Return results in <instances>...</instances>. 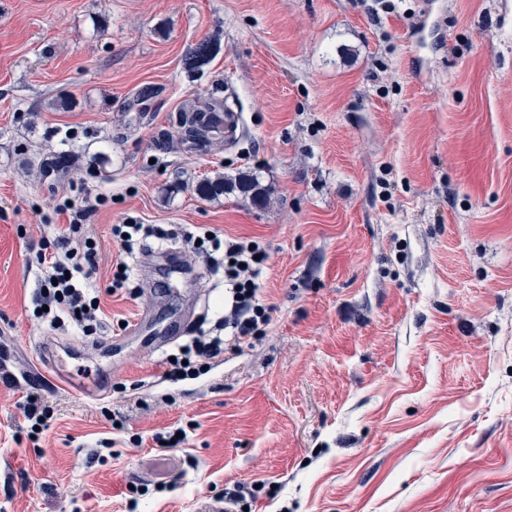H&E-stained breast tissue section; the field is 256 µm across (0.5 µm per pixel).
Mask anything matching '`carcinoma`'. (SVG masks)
<instances>
[{"label": "carcinoma", "mask_w": 512, "mask_h": 512, "mask_svg": "<svg viewBox=\"0 0 512 512\" xmlns=\"http://www.w3.org/2000/svg\"><path fill=\"white\" fill-rule=\"evenodd\" d=\"M220 50L219 38L202 41L187 53L186 67L199 73ZM223 86L215 87V92L207 97H196L184 102L176 115L177 132L164 130L154 139L155 149L167 153L182 148L205 149L213 144L224 129V99L217 96ZM81 168L80 156L67 151H51L39 163L38 173L43 179L53 175L67 174ZM196 193L204 199H216L227 192H238L254 206H262L269 200L271 190L240 172L234 176L216 175L204 178L195 186Z\"/></svg>", "instance_id": "carcinoma-1"}]
</instances>
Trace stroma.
Instances as JSON below:
<instances>
[{"label": "stroma", "mask_w": 512, "mask_h": 512, "mask_svg": "<svg viewBox=\"0 0 512 512\" xmlns=\"http://www.w3.org/2000/svg\"><path fill=\"white\" fill-rule=\"evenodd\" d=\"M218 81L236 136L157 151ZM147 85L149 111H126ZM50 148L109 162L43 181ZM218 172L259 174L267 206L197 195ZM86 192L107 198L91 337L32 316L44 227ZM129 221L176 240L126 259L111 227ZM196 226L266 247L271 322L175 382L166 357L224 315L223 274L182 239ZM1 351L55 369L36 442L26 384L0 382V512H198L238 482L262 486L251 512H512V0H0ZM100 373L101 394L68 391ZM220 50L218 37L209 38L191 48L187 53L186 67L188 70L199 73L202 67L207 65ZM24 398V418L27 422L31 439L38 441L40 436L49 429L53 412L44 403L38 391H28ZM35 426H38L39 430H35Z\"/></svg>", "instance_id": "stroma-1"}]
</instances>
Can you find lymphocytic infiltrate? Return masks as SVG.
<instances>
[{"label":"lymphocytic infiltrate","instance_id":"1","mask_svg":"<svg viewBox=\"0 0 512 512\" xmlns=\"http://www.w3.org/2000/svg\"><path fill=\"white\" fill-rule=\"evenodd\" d=\"M106 202L104 196H85L72 202H59L58 214L66 216V227L54 229L52 241L37 254L44 275L34 294V316L60 329L65 324L79 326L87 336L102 326L98 296L92 294L89 280L96 272L100 246L86 231L88 219ZM194 252L205 247L224 253V320L227 336L197 338L183 346L166 372L173 380L195 379L207 372L226 349L252 346L265 335L270 308L258 297V279L267 260V251L252 240H221L215 231L202 228L186 234Z\"/></svg>","mask_w":512,"mask_h":512}]
</instances>
